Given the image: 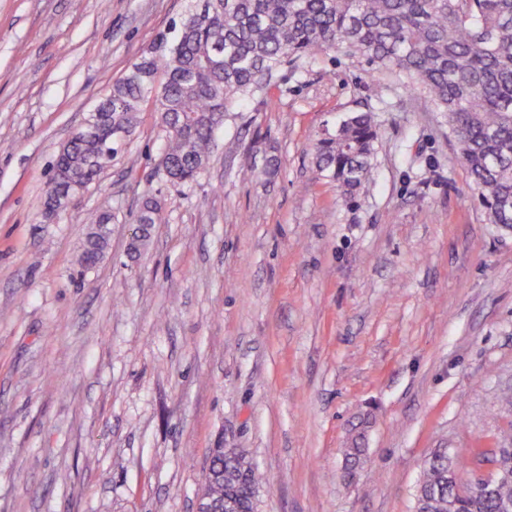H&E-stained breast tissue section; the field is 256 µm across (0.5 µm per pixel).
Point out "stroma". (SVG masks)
<instances>
[{
  "label": "stroma",
  "mask_w": 512,
  "mask_h": 512,
  "mask_svg": "<svg viewBox=\"0 0 512 512\" xmlns=\"http://www.w3.org/2000/svg\"><path fill=\"white\" fill-rule=\"evenodd\" d=\"M189 0H0V512H194L214 449L258 512H413L423 459L512 443V231L439 112L326 53L228 113L196 182L152 175V107L56 215L65 142ZM375 111L354 201L311 145ZM162 219L130 257L139 204ZM110 245L85 273L88 210ZM366 455L345 470L358 425ZM216 469H224V477L218 478L209 487L213 499L232 501L239 512H251L255 507V495L259 477L252 462L241 452L233 450L217 457Z\"/></svg>",
  "instance_id": "1"
}]
</instances>
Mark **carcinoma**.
<instances>
[{"mask_svg": "<svg viewBox=\"0 0 512 512\" xmlns=\"http://www.w3.org/2000/svg\"><path fill=\"white\" fill-rule=\"evenodd\" d=\"M340 53L403 79L436 112L448 115L460 156L488 223L512 229V0H190L176 36H162L112 83L86 118L89 129L61 150L46 191L53 211L62 195L90 184L117 153L115 132L131 134L151 104L165 131L158 170L174 184L195 181L215 147L226 113L269 88L282 66L319 53ZM378 123L368 110L347 117L313 145L317 170L353 197L372 180ZM162 207L148 193L130 250H146ZM112 214L96 211L78 258L80 270L99 263ZM363 433L345 455L361 462ZM498 477L489 489L458 483L463 464L438 450L426 457L416 512H512V448L494 449ZM224 477L209 487L238 512H252L259 477L233 450L217 458Z\"/></svg>", "mask_w": 512, "mask_h": 512, "instance_id": "obj_1", "label": "carcinoma"}]
</instances>
